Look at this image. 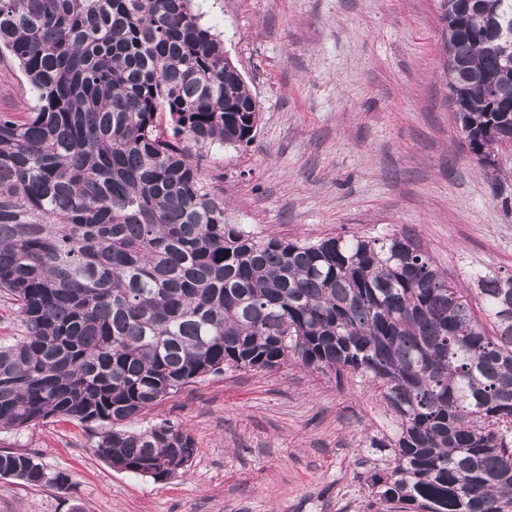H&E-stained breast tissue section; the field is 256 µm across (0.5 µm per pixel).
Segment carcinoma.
<instances>
[{
	"label": "carcinoma",
	"instance_id": "carcinoma-1",
	"mask_svg": "<svg viewBox=\"0 0 512 512\" xmlns=\"http://www.w3.org/2000/svg\"><path fill=\"white\" fill-rule=\"evenodd\" d=\"M193 0H0V63L36 105L0 111V431L109 426L95 453L155 481L185 429L127 428L208 376L291 362L378 386L391 436L365 460L386 512H512V277L481 302L397 231L259 236L226 216L204 154L250 143L259 106ZM450 96L477 163L512 138V0H442ZM249 106L250 112L238 108ZM167 114V127L158 116ZM64 483L0 451V477ZM24 331L17 307L8 298L0 295V343L8 344Z\"/></svg>",
	"mask_w": 512,
	"mask_h": 512
}]
</instances>
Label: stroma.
I'll use <instances>...</instances> for the list:
<instances>
[{
    "instance_id": "35a3bbf8",
    "label": "stroma",
    "mask_w": 512,
    "mask_h": 512,
    "mask_svg": "<svg viewBox=\"0 0 512 512\" xmlns=\"http://www.w3.org/2000/svg\"><path fill=\"white\" fill-rule=\"evenodd\" d=\"M260 107L253 141L203 164L233 223L318 238L395 228L449 280L512 275V149L477 165L448 100L441 0H196ZM36 100L0 65V110ZM188 429L187 473L156 482L94 452L98 427L53 417L0 432L70 490L0 478V512H371L358 477L391 412L360 377L295 364L210 376L133 421Z\"/></svg>"
}]
</instances>
